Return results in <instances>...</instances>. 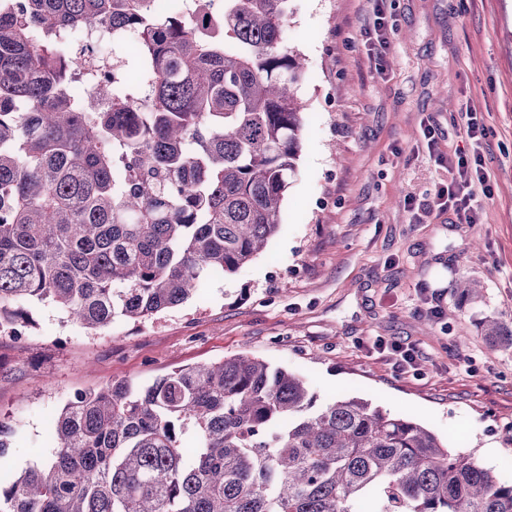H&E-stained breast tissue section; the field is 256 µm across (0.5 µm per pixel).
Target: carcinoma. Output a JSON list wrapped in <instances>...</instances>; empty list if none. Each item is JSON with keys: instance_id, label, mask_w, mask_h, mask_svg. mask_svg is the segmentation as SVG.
<instances>
[{"instance_id": "cac0c4a2", "label": "carcinoma", "mask_w": 512, "mask_h": 512, "mask_svg": "<svg viewBox=\"0 0 512 512\" xmlns=\"http://www.w3.org/2000/svg\"><path fill=\"white\" fill-rule=\"evenodd\" d=\"M287 22L288 0H0V331L32 300L86 330L146 321L263 250L303 129ZM90 25L137 32L147 99L75 47ZM483 326L512 348V327ZM52 434L48 466L0 482V512H512L472 454L358 398L318 407L246 353L78 392Z\"/></svg>"}]
</instances>
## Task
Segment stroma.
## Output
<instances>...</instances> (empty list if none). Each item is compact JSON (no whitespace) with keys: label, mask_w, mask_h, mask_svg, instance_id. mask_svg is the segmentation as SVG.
I'll return each instance as SVG.
<instances>
[{"label":"stroma","mask_w":512,"mask_h":512,"mask_svg":"<svg viewBox=\"0 0 512 512\" xmlns=\"http://www.w3.org/2000/svg\"><path fill=\"white\" fill-rule=\"evenodd\" d=\"M289 6L282 39L307 67L280 231L247 267L146 321L89 333L26 303L31 327L0 331V416L13 429L0 481L52 458L51 422L75 392L246 352L304 377L318 404L358 397L416 419L512 482V348H491L479 327L512 325V0H387L379 61L364 38L373 0ZM468 107L488 130L480 220L415 221L406 198L448 181L431 152L470 148ZM464 276L481 299L456 294ZM379 337L413 348L418 368L399 370Z\"/></svg>","instance_id":"stroma-1"}]
</instances>
